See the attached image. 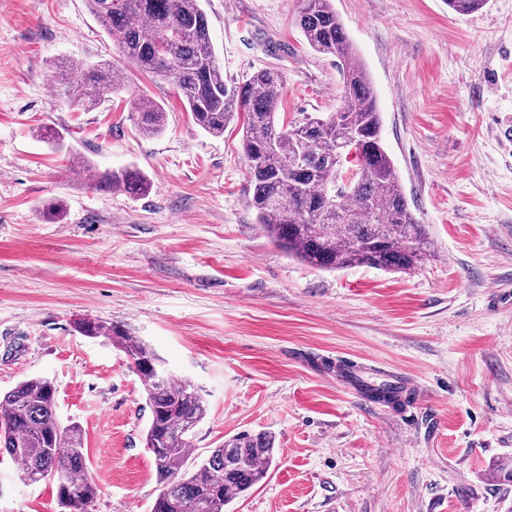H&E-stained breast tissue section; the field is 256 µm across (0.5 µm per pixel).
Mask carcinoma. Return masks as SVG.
<instances>
[{
  "label": "carcinoma",
  "mask_w": 512,
  "mask_h": 512,
  "mask_svg": "<svg viewBox=\"0 0 512 512\" xmlns=\"http://www.w3.org/2000/svg\"><path fill=\"white\" fill-rule=\"evenodd\" d=\"M486 0H448L461 14ZM119 54L138 69L172 84L193 122L222 136L243 119L242 148L248 166L247 207L267 236L288 255L336 271L368 266L407 273L429 255L431 242L412 212L398 172L382 140V117L369 73L349 42L333 0H299L295 24L309 48L336 58L342 90L336 111L287 125L278 107L284 80L262 68L241 81L224 79L200 0H86ZM72 105H99L125 88V72L106 61L68 63L56 73ZM131 112L139 131L164 130L157 101L137 97ZM360 152L347 159L351 144ZM97 183L135 196L149 190L139 171L112 170ZM87 337H104L132 361L150 410L145 445L160 492L153 512H224L267 478L278 453L270 432L242 433L211 455H194L196 428L208 407L199 389L163 367L147 343L117 326L83 319ZM0 449L25 484L57 481L65 512H91L96 484L87 472L82 430L62 424L57 388L46 377L19 382L0 393Z\"/></svg>",
  "instance_id": "carcinoma-1"
}]
</instances>
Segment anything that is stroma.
<instances>
[{
  "label": "stroma",
  "instance_id": "obj_1",
  "mask_svg": "<svg viewBox=\"0 0 512 512\" xmlns=\"http://www.w3.org/2000/svg\"><path fill=\"white\" fill-rule=\"evenodd\" d=\"M225 79L282 74V116L335 111V63L311 51L297 0H201ZM382 113V136L432 254L407 273L324 271L289 257L246 205L242 133L202 132L169 83L120 57L85 0H0V390L37 376L83 433L94 512H151L149 408L131 360L77 330L140 337L208 414L196 455L270 432L278 457L226 512H512V0H334ZM60 58L109 60L128 84L68 105ZM164 105L139 133L130 101ZM63 137V149L43 139ZM134 168L136 197L93 172ZM63 202L59 220L44 212ZM397 369L403 411L336 381V359ZM0 512H61L0 453Z\"/></svg>",
  "mask_w": 512,
  "mask_h": 512
}]
</instances>
